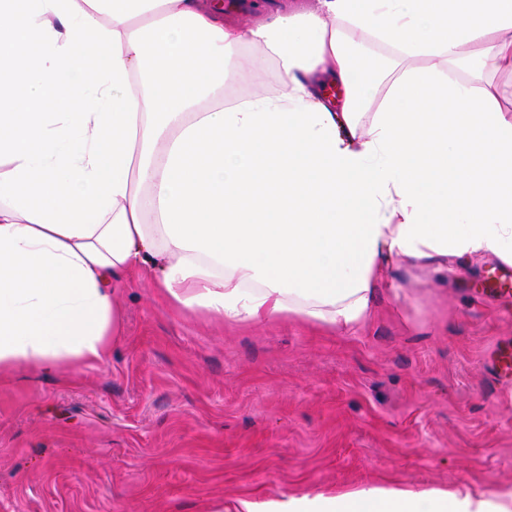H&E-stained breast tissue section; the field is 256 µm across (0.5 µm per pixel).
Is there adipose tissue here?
<instances>
[{"label": "adipose tissue", "mask_w": 512, "mask_h": 512, "mask_svg": "<svg viewBox=\"0 0 512 512\" xmlns=\"http://www.w3.org/2000/svg\"><path fill=\"white\" fill-rule=\"evenodd\" d=\"M382 46L356 53L351 36ZM274 63L273 95H240ZM512 0H0V375L105 361L116 288L356 329L393 270L512 261ZM457 265H449V258ZM264 512H512L362 488Z\"/></svg>", "instance_id": "adipose-tissue-1"}]
</instances>
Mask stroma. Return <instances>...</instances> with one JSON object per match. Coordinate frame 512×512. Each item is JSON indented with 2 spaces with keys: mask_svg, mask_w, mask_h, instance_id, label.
Instances as JSON below:
<instances>
[{
  "mask_svg": "<svg viewBox=\"0 0 512 512\" xmlns=\"http://www.w3.org/2000/svg\"><path fill=\"white\" fill-rule=\"evenodd\" d=\"M497 257L436 280L404 268L355 331L176 312L118 288L107 361L0 380V512H231L341 488L512 489V386L482 357L512 301ZM483 292L501 297L512 295V265L504 262L493 265L485 276Z\"/></svg>",
  "mask_w": 512,
  "mask_h": 512,
  "instance_id": "obj_1",
  "label": "stroma"
}]
</instances>
